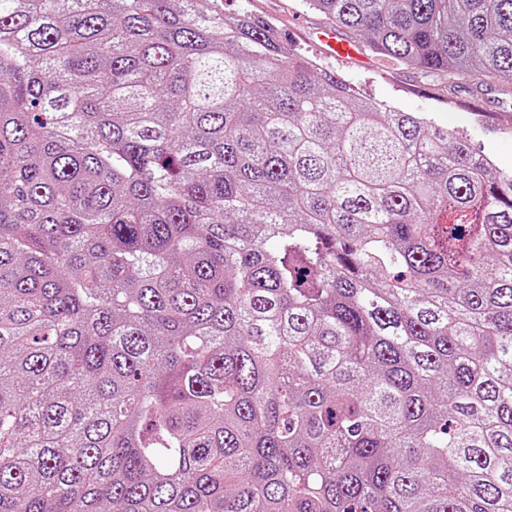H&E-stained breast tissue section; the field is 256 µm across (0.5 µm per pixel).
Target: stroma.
<instances>
[{
  "mask_svg": "<svg viewBox=\"0 0 512 512\" xmlns=\"http://www.w3.org/2000/svg\"><path fill=\"white\" fill-rule=\"evenodd\" d=\"M228 13L246 11L272 23L284 39L302 49L321 67L336 71L358 96L375 98L388 105L427 117L436 125L466 138L493 168L512 170V97L498 89L472 91L468 79L429 84L414 70L382 60L370 50L359 58L326 59L313 39L324 26L323 18L307 10L302 0H224Z\"/></svg>",
  "mask_w": 512,
  "mask_h": 512,
  "instance_id": "35a3bbf8",
  "label": "stroma"
}]
</instances>
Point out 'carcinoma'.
<instances>
[{"instance_id": "obj_1", "label": "carcinoma", "mask_w": 512, "mask_h": 512, "mask_svg": "<svg viewBox=\"0 0 512 512\" xmlns=\"http://www.w3.org/2000/svg\"><path fill=\"white\" fill-rule=\"evenodd\" d=\"M512 81V0H303ZM0 512H512V173L219 0H0Z\"/></svg>"}]
</instances>
